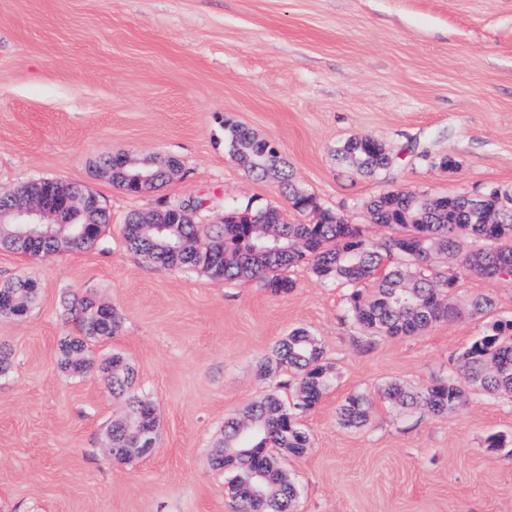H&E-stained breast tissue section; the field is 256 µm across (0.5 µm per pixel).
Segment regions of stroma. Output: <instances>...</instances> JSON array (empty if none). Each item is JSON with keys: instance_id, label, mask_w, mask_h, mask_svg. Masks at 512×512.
<instances>
[{"instance_id": "obj_1", "label": "stroma", "mask_w": 512, "mask_h": 512, "mask_svg": "<svg viewBox=\"0 0 512 512\" xmlns=\"http://www.w3.org/2000/svg\"><path fill=\"white\" fill-rule=\"evenodd\" d=\"M229 125L273 143L290 184L281 172L253 176L224 143ZM363 136L397 155L388 172L363 175L338 159ZM424 149L458 169L421 162ZM114 154L181 168L133 196L96 171ZM38 179L87 186L109 231L102 250H0V285H41L26 316L0 318L11 353L0 377V512H234L214 447L225 421L261 396L295 403L296 375L260 368L298 328L322 345L335 378L300 418L311 448L284 460L295 512H512V397L473 394L435 416L380 396L392 382L447 376L486 318L374 336L346 318L347 288L308 266L274 294L157 266L123 235L130 213L198 197L201 225L220 223L228 201L311 222L294 209V188L380 243L395 230L370 223L366 205L385 192L512 193V0H0V194ZM67 293L121 320L79 375L59 366L61 340L77 331L59 313ZM479 294L512 319V280L472 275L455 290L461 304ZM115 353L160 416L154 452L126 465L102 450L126 410L95 368ZM357 393L374 405L353 428L339 407Z\"/></svg>"}]
</instances>
